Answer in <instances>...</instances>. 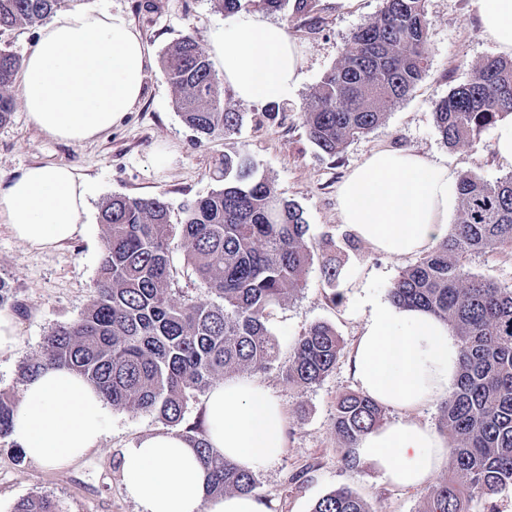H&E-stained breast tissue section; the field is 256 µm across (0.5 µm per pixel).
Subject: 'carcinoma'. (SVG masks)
Here are the masks:
<instances>
[{"label":"carcinoma","mask_w":512,"mask_h":512,"mask_svg":"<svg viewBox=\"0 0 512 512\" xmlns=\"http://www.w3.org/2000/svg\"><path fill=\"white\" fill-rule=\"evenodd\" d=\"M73 0H0V31L44 23ZM233 16L249 0H211ZM270 11L305 16L317 0H261ZM426 0H383L378 15L353 32L341 58L320 80L302 114L309 141L334 157L385 121L428 66ZM162 68L173 105L201 136H231L244 113L224 102L212 60L186 35L166 46ZM21 66L0 49V124L10 120L9 90ZM512 117V58L488 57L472 78L435 105L434 120L450 148L477 145ZM221 186L185 203L172 222L160 197L114 195L99 209L103 258L90 303L73 322L45 337L41 354L21 366L25 382L46 366H65L94 384L106 402L155 416L196 448L210 473V493H252V470L214 456L203 421L185 422L191 401L216 381L243 369H276L286 382L309 387L335 367L343 340L325 323L310 325L281 361L269 331L271 310L306 285L314 255L308 226L293 201L278 196L245 153L217 166ZM455 224L430 252L406 267L388 288L396 306L422 308L444 321L461 344L457 389L441 403L456 475L432 487L422 512H468L475 497L512 487V286L473 273L469 257L512 248V174L495 182L463 176ZM179 241L183 273L207 291L190 297L180 286L172 243ZM15 397L0 391V441L11 435ZM385 407L347 393L336 401L334 426L356 460L360 438L384 421ZM14 512H59L44 496L21 500ZM312 512H372L347 487L319 498Z\"/></svg>","instance_id":"cac0c4a2"}]
</instances>
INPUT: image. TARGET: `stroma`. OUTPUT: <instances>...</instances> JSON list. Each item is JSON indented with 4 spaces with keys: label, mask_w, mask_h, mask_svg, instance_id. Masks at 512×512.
<instances>
[{
    "label": "stroma",
    "mask_w": 512,
    "mask_h": 512,
    "mask_svg": "<svg viewBox=\"0 0 512 512\" xmlns=\"http://www.w3.org/2000/svg\"><path fill=\"white\" fill-rule=\"evenodd\" d=\"M76 6L125 14L156 59L169 43L188 34L208 45L225 21L210 0H77ZM381 7L382 0H318L314 13L306 17L265 12V20L284 27L297 45L304 58L303 76L285 100L284 111L266 117L262 106H246L239 132L228 138L202 137L182 122L157 63L148 68L144 94L124 121L79 145L52 139L34 126L19 105L20 86H13L18 105L10 121L0 125V186L33 164H66L89 183L91 196L83 232L57 248H30L0 221V276L14 293L6 310L19 327L15 351L0 356V390L21 396V364L40 354L52 328L78 318L89 304L102 255L101 202L113 195H160L172 212H179L185 202L216 188V162L234 151L248 153L260 174L272 180L276 193L302 208L306 241L316 257L305 288L268 318L282 356H289L295 339L316 322L332 326L345 345H352L373 303L386 298L392 282L414 259L390 257L367 245L357 251L342 249L339 278L336 284L327 283L320 259L351 233L338 209V189L346 174L383 147L411 149L448 164L457 175L488 182L512 173V165L495 156L491 141L451 149L434 123L435 103L467 83L476 64L498 53L481 35L477 0H428V70L381 126L333 158L308 141L301 113L313 88L340 59L352 32L370 22ZM161 152L167 162L160 167L155 157ZM256 378L280 400L287 419L284 454L256 469L258 492L271 512H311L320 497L339 487L366 499L373 512H422L427 487H395L370 463L343 459L334 429L336 400L358 388L347 357H340L328 376L307 388L288 384L273 370ZM161 427L152 415L110 409L99 447L64 468L33 463L11 443H0V512H13L17 502L34 496L49 497L61 512H140L122 484V455L139 437Z\"/></svg>",
    "instance_id": "1"
}]
</instances>
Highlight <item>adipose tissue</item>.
Here are the masks:
<instances>
[{"label": "adipose tissue", "instance_id": "ef3b65f1", "mask_svg": "<svg viewBox=\"0 0 512 512\" xmlns=\"http://www.w3.org/2000/svg\"><path fill=\"white\" fill-rule=\"evenodd\" d=\"M482 35L512 57V0H478ZM224 82L244 104H274L301 80L304 61L287 31L256 13H241L211 36ZM151 64L141 32L120 12L75 10L42 26L20 66L22 102L46 135L81 144L119 125L144 93ZM454 171L401 148L373 151L342 182L343 223L375 251L421 254L448 234ZM87 183L65 164L26 167L0 189V218L13 236L51 249L81 233L88 214ZM460 343L434 316L375 302L349 352L352 375L374 401L406 410L442 400L457 384ZM212 451L245 469L285 451V415L268 388L251 377L215 386L206 406ZM108 411L101 394L65 368L48 367L25 383L12 417V437L24 457L62 468L98 448ZM389 484L423 486L448 444L436 431L391 423L356 448ZM125 492L141 512H270L258 494L212 497L196 451L175 432L137 439L123 456Z\"/></svg>", "mask_w": 512, "mask_h": 512}]
</instances>
